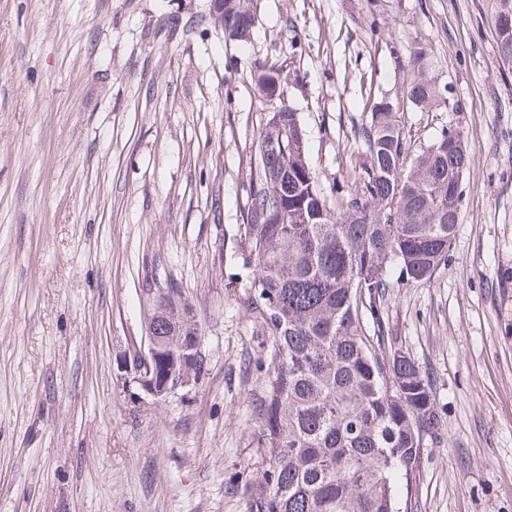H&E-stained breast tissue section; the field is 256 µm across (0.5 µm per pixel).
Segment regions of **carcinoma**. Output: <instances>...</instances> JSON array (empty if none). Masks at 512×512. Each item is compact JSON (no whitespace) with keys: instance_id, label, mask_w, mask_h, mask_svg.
Wrapping results in <instances>:
<instances>
[{"instance_id":"1","label":"carcinoma","mask_w":512,"mask_h":512,"mask_svg":"<svg viewBox=\"0 0 512 512\" xmlns=\"http://www.w3.org/2000/svg\"><path fill=\"white\" fill-rule=\"evenodd\" d=\"M253 0H224V36L245 41ZM501 59L512 60V12L493 19ZM279 70L254 73L261 87ZM420 104L437 97L418 76L407 89ZM280 120L297 134L278 151L258 142L256 180L240 227L252 304L272 337L264 396L254 408L261 469L246 483V512H414L413 475L437 438L439 415L415 362L384 334L388 289L430 282L448 260L460 218L462 135H440L407 161L397 107L374 106L361 128L367 162L355 191L334 208L308 161L299 113ZM152 322L151 390L204 360L192 351L197 327L188 301L170 298Z\"/></svg>"}]
</instances>
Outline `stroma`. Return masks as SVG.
I'll list each match as a JSON object with an SVG mask.
<instances>
[{"label":"stroma","instance_id":"1","mask_svg":"<svg viewBox=\"0 0 512 512\" xmlns=\"http://www.w3.org/2000/svg\"><path fill=\"white\" fill-rule=\"evenodd\" d=\"M226 41L209 0H0V512H245L253 409L272 338L239 278V226L281 69L329 199L366 163L374 103L418 73L413 148L450 126L467 149L449 256L390 289L386 335L429 382L436 443L417 512H512V69L496 0H255ZM177 283L204 374L162 401L118 364L147 287ZM497 33V47L500 58L512 60V10L508 14H502L499 8L493 19ZM506 61L505 65L512 68V61ZM407 94L411 99L420 104L433 102L438 96L436 87L422 76L415 77L409 84Z\"/></svg>","mask_w":512,"mask_h":512}]
</instances>
